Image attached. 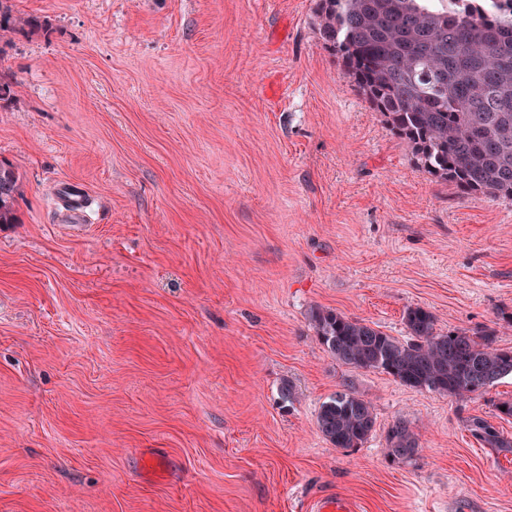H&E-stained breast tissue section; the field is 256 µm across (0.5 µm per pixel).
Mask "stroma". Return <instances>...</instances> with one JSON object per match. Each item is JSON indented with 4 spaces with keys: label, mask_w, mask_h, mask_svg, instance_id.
<instances>
[{
    "label": "stroma",
    "mask_w": 512,
    "mask_h": 512,
    "mask_svg": "<svg viewBox=\"0 0 512 512\" xmlns=\"http://www.w3.org/2000/svg\"><path fill=\"white\" fill-rule=\"evenodd\" d=\"M0 50V512H512L484 394L334 360L315 308L512 348V200L426 173L316 26V0H8ZM83 195L72 222L62 193ZM295 398L283 402L282 383ZM370 401L359 448L317 426ZM405 420L410 460L385 453ZM20 187L19 174L11 166L0 163V224L15 223L12 201ZM372 406L350 389L336 392L325 401L317 425L325 439L337 448H359L374 427ZM470 427L473 435L487 447L494 448L498 451L512 452V438L505 437L504 434L489 421L475 417L471 420Z\"/></svg>",
    "instance_id": "stroma-1"
}]
</instances>
